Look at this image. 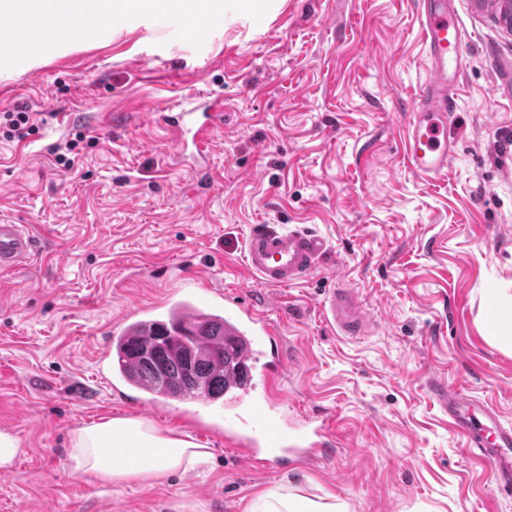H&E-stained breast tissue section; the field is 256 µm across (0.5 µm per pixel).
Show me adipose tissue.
<instances>
[{"label": "adipose tissue", "mask_w": 512, "mask_h": 512, "mask_svg": "<svg viewBox=\"0 0 512 512\" xmlns=\"http://www.w3.org/2000/svg\"><path fill=\"white\" fill-rule=\"evenodd\" d=\"M116 0H0V13L26 16L37 12L49 19L56 36H63L75 15L94 13L109 19ZM208 449L182 434L162 432L140 418H109L76 429L70 457L81 474L114 487L156 480L203 463Z\"/></svg>", "instance_id": "ef3b65f1"}]
</instances>
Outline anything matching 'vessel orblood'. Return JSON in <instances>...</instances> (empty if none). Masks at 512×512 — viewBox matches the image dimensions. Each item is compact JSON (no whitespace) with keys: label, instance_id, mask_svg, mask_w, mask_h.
<instances>
[{"label":"vessel or blood","instance_id":"obj_1","mask_svg":"<svg viewBox=\"0 0 512 512\" xmlns=\"http://www.w3.org/2000/svg\"><path fill=\"white\" fill-rule=\"evenodd\" d=\"M420 17L431 76L417 88L407 123L405 153L413 171L436 179L448 169L456 152L449 134L457 101L453 85L463 69L460 52L463 32L448 8V0H420ZM173 133L180 159L199 161L197 179H206L202 164L214 151L215 133L224 127V100L200 97L190 107L160 114ZM29 225L0 218V270L25 262L34 250ZM328 250L327 241L304 227L281 230L270 224L252 229L246 249V266L266 285L288 287L304 280ZM323 315L343 336L365 335L371 317L358 293L351 288L332 289L322 303ZM227 350L243 360L247 371L230 373L224 391V441L252 465L275 472L289 456L308 461L333 442L332 418L321 413L291 427L283 421V400L277 390L288 364L280 348V331L267 312L224 299ZM429 389L454 428L464 437L467 453L490 462L502 494L512 493V425L497 408L482 403L463 386H448L432 378Z\"/></svg>","mask_w":512,"mask_h":512}]
</instances>
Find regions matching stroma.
<instances>
[{
    "instance_id": "1",
    "label": "stroma",
    "mask_w": 512,
    "mask_h": 512,
    "mask_svg": "<svg viewBox=\"0 0 512 512\" xmlns=\"http://www.w3.org/2000/svg\"><path fill=\"white\" fill-rule=\"evenodd\" d=\"M223 2L202 38L170 5L0 56V113L37 126L0 137V215L37 237L0 272V434L19 445L0 512H257L272 491L338 512H512L428 389L432 375L464 383L512 423V342L486 327L512 316V29L493 0H451L457 150L428 181L404 154L427 76L418 0ZM200 93L226 113L202 188L158 118ZM78 132L68 169L54 150ZM257 224L308 227L329 252L302 282L267 286L244 264ZM340 286L372 335L328 326L320 303ZM218 290L279 321L289 419L335 417L323 461L269 475L225 446L221 403L113 392L96 354L114 325ZM112 417L188 434L210 457L118 491L78 476L73 431ZM5 121L4 128L6 129L2 136L6 139L25 140L28 136L34 134L35 125L31 123V116L29 112H5L3 113Z\"/></svg>"
}]
</instances>
